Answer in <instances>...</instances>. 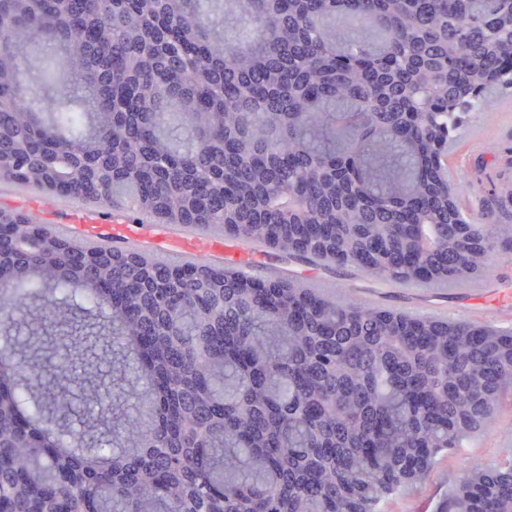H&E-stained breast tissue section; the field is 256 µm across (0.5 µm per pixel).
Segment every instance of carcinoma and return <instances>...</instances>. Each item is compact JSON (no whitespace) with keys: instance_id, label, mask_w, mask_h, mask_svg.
Listing matches in <instances>:
<instances>
[{"instance_id":"obj_1","label":"carcinoma","mask_w":512,"mask_h":512,"mask_svg":"<svg viewBox=\"0 0 512 512\" xmlns=\"http://www.w3.org/2000/svg\"><path fill=\"white\" fill-rule=\"evenodd\" d=\"M512 84V0H0L4 178L434 284L512 244L448 139ZM9 512H377L512 397V332L407 318L7 215ZM79 385L75 408L43 381ZM440 512H512V462Z\"/></svg>"}]
</instances>
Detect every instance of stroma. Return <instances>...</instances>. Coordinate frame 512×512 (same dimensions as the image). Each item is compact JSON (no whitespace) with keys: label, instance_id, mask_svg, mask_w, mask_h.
Instances as JSON below:
<instances>
[{"label":"stroma","instance_id":"obj_1","mask_svg":"<svg viewBox=\"0 0 512 512\" xmlns=\"http://www.w3.org/2000/svg\"><path fill=\"white\" fill-rule=\"evenodd\" d=\"M489 100L484 113L474 114L466 124L478 128L484 139L483 146L459 147L456 157L459 170L451 187L456 194L466 195L470 205H477L479 196L498 193L500 206L496 212L498 220L512 218V199L502 192L503 187L512 186V155L506 145L512 142V89L493 87L487 90ZM260 259L249 260L240 250H225L220 265L222 268L252 262L251 276L264 279L269 269L279 268L282 278L307 280L311 274L333 279L354 292L373 293L379 297L383 308H400L420 301L421 296L414 285L374 280L356 268L337 270L328 266L298 263L286 259L277 250L259 244ZM493 287L479 300V307L493 310L512 303V252L503 250L495 257L487 274ZM512 437V411L498 415L488 430L478 435L474 446L466 454L444 455L434 469L430 479L422 485L408 488L389 498L387 506L392 512H432L438 502L448 494L451 479L463 476L472 463L494 465L512 457V448L500 445L502 437Z\"/></svg>","mask_w":512,"mask_h":512}]
</instances>
